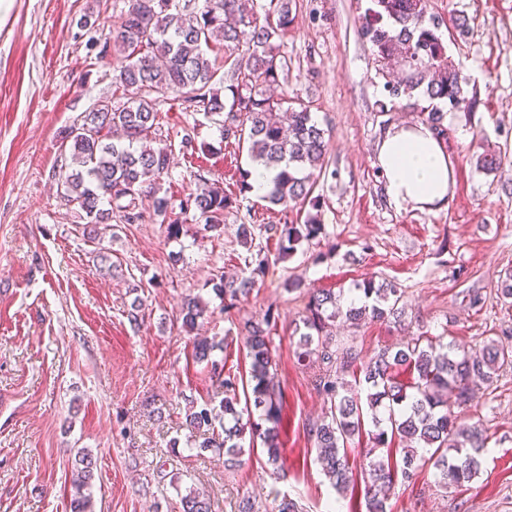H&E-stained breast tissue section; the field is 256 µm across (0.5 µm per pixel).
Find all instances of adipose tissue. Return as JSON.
Returning <instances> with one entry per match:
<instances>
[{"label": "adipose tissue", "instance_id": "adipose-tissue-1", "mask_svg": "<svg viewBox=\"0 0 512 512\" xmlns=\"http://www.w3.org/2000/svg\"><path fill=\"white\" fill-rule=\"evenodd\" d=\"M377 162L390 203L414 209L447 205L451 162L426 126H393L378 145Z\"/></svg>", "mask_w": 512, "mask_h": 512}]
</instances>
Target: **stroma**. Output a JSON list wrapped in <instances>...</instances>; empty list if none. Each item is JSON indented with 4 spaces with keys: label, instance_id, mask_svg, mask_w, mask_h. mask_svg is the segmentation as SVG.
Listing matches in <instances>:
<instances>
[{
    "label": "stroma",
    "instance_id": "35a3bbf8",
    "mask_svg": "<svg viewBox=\"0 0 512 512\" xmlns=\"http://www.w3.org/2000/svg\"><path fill=\"white\" fill-rule=\"evenodd\" d=\"M93 2L0 0V512H72L82 451L94 461V512H181L192 487L206 494L211 512H237L247 497L258 512H277L285 495L301 512H366L363 489L337 495L316 461L309 428L323 398L298 359L293 323L304 292L348 295L386 279L399 284L420 321L404 330L337 322V340L355 342L364 357L406 334L467 348L512 336V306L497 292L500 274L512 269V172L477 164L487 152L512 158V0H430L447 53L476 98L470 110L448 115L453 176L447 206L431 211L397 209L383 190V134L422 116L383 88L372 45L358 34L368 0H293L296 21L283 39L288 88L329 126L330 147L329 174L315 189L324 232L286 257L268 227L303 223L307 207L239 193L246 153L221 141L218 124L186 115L170 98L160 103L155 142L176 151L158 193L176 205L201 181L214 183L237 196L223 224L204 229L190 211L179 235H170L148 198L142 223L89 224L61 198L54 177L61 131L92 102L124 100L111 59H97L87 41L118 27L128 2L108 0L98 26L78 36ZM190 121L200 149L185 154L178 146ZM242 223L254 227L248 248L237 238ZM252 250L267 255L264 273L225 312L214 286L240 273ZM102 254L111 272L101 271ZM296 279L300 292H287ZM188 295L208 304L191 331L180 315ZM270 310L278 316L272 351L283 390L281 479L262 445L231 471L223 451L186 445L188 405L215 406L223 397L212 361L248 377L243 323ZM197 337L214 344L210 360H195ZM458 414L487 430L479 477L445 490L424 467L415 482L396 483L388 512H512V368Z\"/></svg>",
    "mask_w": 512,
    "mask_h": 512
}]
</instances>
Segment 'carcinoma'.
I'll return each mask as SVG.
<instances>
[{"instance_id":"1","label":"carcinoma","mask_w":512,"mask_h":512,"mask_svg":"<svg viewBox=\"0 0 512 512\" xmlns=\"http://www.w3.org/2000/svg\"><path fill=\"white\" fill-rule=\"evenodd\" d=\"M370 2L361 17L360 34L375 48L379 74L387 78L385 91L393 99H410L423 89L433 102L420 108L423 121L443 139L448 131L443 108L465 111L475 98L437 34L440 21L429 12V0ZM294 20L291 0H270L262 15L245 0H204L201 8L195 7V0H128L125 17L112 36L101 44L91 38L88 45L99 57L116 62L115 83L132 97L117 108L110 102H93L92 110L80 113L81 124L61 132L58 183L63 198L78 208L79 218L89 224L108 223L113 205L122 223L136 224L142 219L139 200L144 197L153 198L156 214L168 213L170 200L157 196L154 184L169 173L172 149L147 143L159 125L157 97L172 94L187 112L224 115L221 140L246 139L254 166L276 172L263 195L270 204H311L303 223L280 228L281 254L319 238L321 202L313 196V185L325 172L329 139L299 97L290 107L287 95H273L274 89L288 84V59L278 40ZM225 88L231 96L223 94ZM479 165L488 172L512 170V160L496 153L480 156ZM235 205L236 198L224 189L204 187L188 195L180 213L194 210L209 229L224 223V213ZM266 261L258 253L245 262L241 274L220 279L215 292L224 299V310L250 293ZM360 291L362 297L350 300L331 291L308 292L294 333L299 335V358L317 364L312 384L326 404L325 415L310 426L322 471L338 494L346 493L354 486L350 442L367 434L371 448L366 452V512H387L395 481H412L419 461L433 467L435 483L443 489L480 475L486 431L460 422L453 407L470 405L476 387L492 383L501 370L512 366V345L489 337L478 347L460 350L442 336L421 333L365 360L357 345L332 338V323L341 318L354 327L368 320L401 325L407 312L402 289L391 282L368 281ZM205 312L200 298L188 299L181 308L183 324L194 328ZM275 326L270 312L260 321L245 323L250 360L245 407H240L237 377L223 375V369L211 363L223 388L222 413L189 406L187 445L222 448L232 462L244 454L245 434H256L263 439L268 463L278 467L283 393L273 381ZM350 372L363 376L366 392L345 380ZM220 418L222 437L210 434ZM395 453L400 459L393 462ZM78 464L84 479L75 484L73 512H93L87 493L92 459L84 453ZM180 504L181 512L210 509L207 498L194 489L181 497Z\"/></svg>"}]
</instances>
